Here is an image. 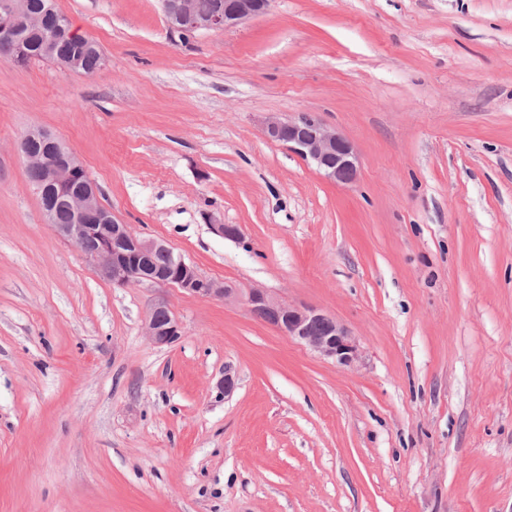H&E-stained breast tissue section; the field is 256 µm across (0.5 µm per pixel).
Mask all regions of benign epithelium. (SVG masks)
<instances>
[{"mask_svg":"<svg viewBox=\"0 0 512 512\" xmlns=\"http://www.w3.org/2000/svg\"><path fill=\"white\" fill-rule=\"evenodd\" d=\"M160 2L171 32L181 35L224 31L266 14L271 5V0H216L209 13L200 14L195 0ZM41 30V16L31 11L28 0H9L6 17L0 20V55L20 63L26 38ZM52 42L51 38L41 41V54L64 70L76 71L78 62L57 56ZM262 133L267 140L315 165L331 182L350 184L357 178L358 156L352 142L312 115L302 113L288 119L271 115L264 120ZM33 141L43 143V150L31 151L29 143ZM17 150L28 167L41 173L39 196L47 223L59 237L80 250L101 278L119 287H172L194 296L236 299L234 289L201 276L193 264L173 253L166 243L140 237L129 225L117 222L102 204L83 163L51 132L29 131ZM61 207L70 210L72 223H56V212ZM160 249L170 252L171 262L166 271L153 273L147 260ZM245 303L256 317L339 365L351 366L359 358L355 336L318 309L286 304L263 288L250 289ZM159 312L167 313V319L158 320ZM145 335L153 345L171 346L183 335V326L161 301L148 312Z\"/></svg>","mask_w":512,"mask_h":512,"instance_id":"benign-epithelium-1","label":"benign epithelium"}]
</instances>
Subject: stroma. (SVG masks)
<instances>
[{"mask_svg": "<svg viewBox=\"0 0 512 512\" xmlns=\"http://www.w3.org/2000/svg\"><path fill=\"white\" fill-rule=\"evenodd\" d=\"M55 3L106 66L0 58V512H512V0H273L185 36L160 0ZM301 112L354 183L263 137ZM35 127L136 235L328 313L359 361L99 277L44 219ZM167 313L165 321L157 319V313ZM145 335L156 346H171L183 335L182 323L175 318L165 302L155 303L149 310L145 321Z\"/></svg>", "mask_w": 512, "mask_h": 512, "instance_id": "obj_1", "label": "stroma"}]
</instances>
